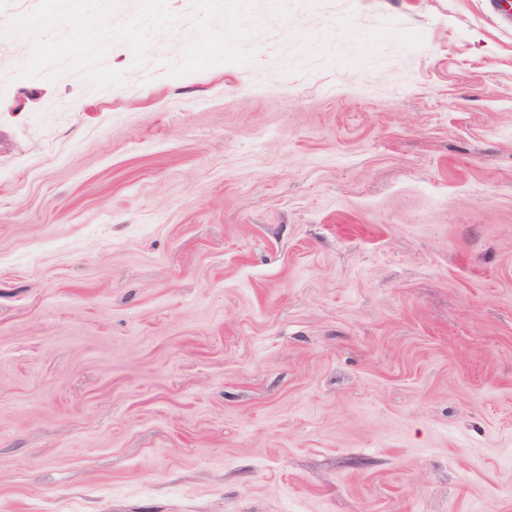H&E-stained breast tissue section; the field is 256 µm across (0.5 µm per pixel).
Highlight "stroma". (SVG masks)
<instances>
[{
	"instance_id": "stroma-1",
	"label": "stroma",
	"mask_w": 512,
	"mask_h": 512,
	"mask_svg": "<svg viewBox=\"0 0 512 512\" xmlns=\"http://www.w3.org/2000/svg\"><path fill=\"white\" fill-rule=\"evenodd\" d=\"M512 0H0V512H512Z\"/></svg>"
}]
</instances>
